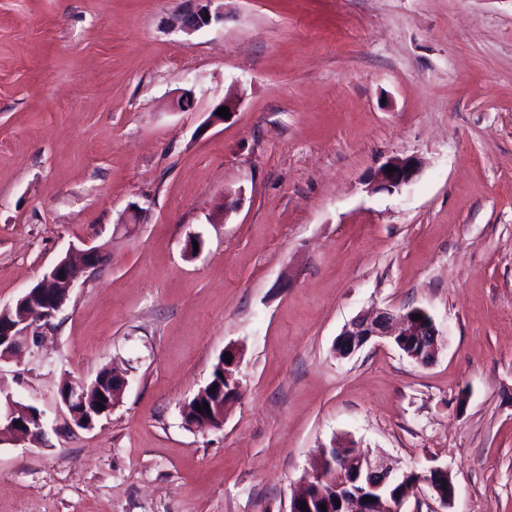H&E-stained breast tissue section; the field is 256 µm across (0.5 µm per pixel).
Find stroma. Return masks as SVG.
Wrapping results in <instances>:
<instances>
[{
	"instance_id": "stroma-1",
	"label": "stroma",
	"mask_w": 512,
	"mask_h": 512,
	"mask_svg": "<svg viewBox=\"0 0 512 512\" xmlns=\"http://www.w3.org/2000/svg\"><path fill=\"white\" fill-rule=\"evenodd\" d=\"M219 4L187 34L188 0H0V307L71 248L111 255L0 361L47 439L0 443V512H289L340 436L449 470L451 504L406 512H512V0ZM394 156L418 175L372 191ZM407 307L432 364L334 353ZM229 345L239 396L195 432L182 406ZM112 366L121 404L75 426L63 382ZM197 3L193 10L179 12L176 17V27L191 34L199 29L211 25L213 22L224 20V8L211 9L212 4L219 0H189Z\"/></svg>"
}]
</instances>
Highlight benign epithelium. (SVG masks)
<instances>
[{"mask_svg": "<svg viewBox=\"0 0 512 512\" xmlns=\"http://www.w3.org/2000/svg\"><path fill=\"white\" fill-rule=\"evenodd\" d=\"M194 2L197 7L182 11L176 17V27L181 31L191 34L224 20V9L212 8L215 0ZM389 166L395 168V171L387 172ZM418 172L419 163L416 158L392 157L378 168L373 189L390 194L399 192ZM106 256L107 247L104 244L84 250L81 255L82 269L94 270L100 267L106 261ZM78 277L79 269L70 257L65 256L13 305L0 308V361L17 353L35 326L50 324L69 299ZM416 315L421 316V319H414ZM374 339L389 341L422 365H428L435 359L441 345L439 331L425 309H380L371 316L351 321L336 339L335 353L340 357H349ZM224 352L230 353L231 361L222 364L223 380L216 381L217 388L211 390L215 399L208 400L209 410L192 412L186 407L182 408L184 424L195 432L206 433L222 428L225 406L240 392L241 382L237 377L240 352L234 346L225 348ZM106 380L111 383L107 391L98 380L90 384L68 382L61 387L60 402L76 426L88 429L96 418L111 413L118 405L127 380L116 372L107 374ZM42 434V414L34 412L33 406L10 397L0 403L1 437H39ZM349 470L359 476L364 490L346 495L340 501L339 512H373L371 502L366 500L368 496L376 501L388 500L384 512H402L405 500L419 487L416 482L401 488L396 495H391L390 491L404 481V472L396 470L385 454L362 450L347 441L335 440L331 446L322 448L311 476L339 492L345 488L339 481V475ZM310 486L308 482L294 494L289 512H315L309 495Z\"/></svg>", "mask_w": 512, "mask_h": 512, "instance_id": "obj_1", "label": "benign epithelium"}]
</instances>
